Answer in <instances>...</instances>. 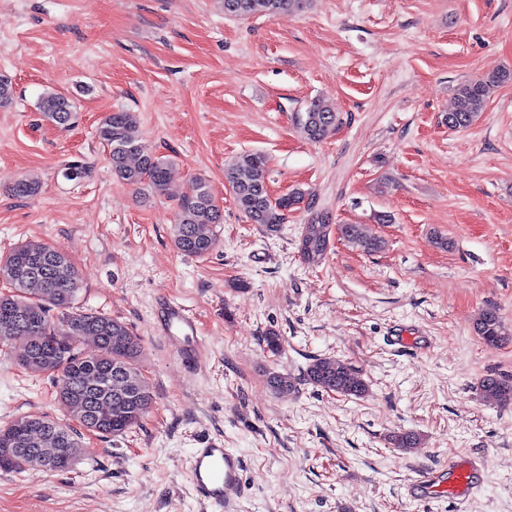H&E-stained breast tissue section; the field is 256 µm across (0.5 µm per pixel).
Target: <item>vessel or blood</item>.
Segmentation results:
<instances>
[{
    "label": "vessel or blood",
    "mask_w": 512,
    "mask_h": 512,
    "mask_svg": "<svg viewBox=\"0 0 512 512\" xmlns=\"http://www.w3.org/2000/svg\"><path fill=\"white\" fill-rule=\"evenodd\" d=\"M155 326L166 343L180 351L186 362H193L198 353V324L195 315L184 306L167 298L156 307ZM453 475L449 487L457 505H465L479 490L486 471L481 459L449 457L447 469ZM440 471L416 469L408 483L410 497L429 498L437 495L442 482ZM243 460L234 449L225 447L223 440L209 439L205 447L196 449L191 464V478L197 496L211 512H231L242 496Z\"/></svg>",
    "instance_id": "vessel-or-blood-1"
}]
</instances>
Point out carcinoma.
<instances>
[{"instance_id":"carcinoma-1","label":"carcinoma","mask_w":512,"mask_h":512,"mask_svg":"<svg viewBox=\"0 0 512 512\" xmlns=\"http://www.w3.org/2000/svg\"><path fill=\"white\" fill-rule=\"evenodd\" d=\"M307 0H224L225 12L238 18H273L285 10H300ZM512 81L511 70H496L477 79L465 80L453 88L454 106L445 117L448 128L470 127L483 111L493 90ZM40 109L45 120L68 127L75 119L73 103L47 92ZM297 123L313 141L325 139L336 128L337 113L320 100L297 115ZM100 143L109 150L112 175L141 190L164 191L168 185V161L149 151L138 131L137 116L129 111L107 113L96 128ZM240 210L267 233L280 230L296 205L310 193L296 189L272 199L267 185V159L258 152L245 151L224 169ZM178 219L173 236L176 249L188 257L203 258L217 246L216 225L222 212L206 179L195 177L176 194ZM330 218L317 213L302 226L298 249L309 264L326 255ZM341 237L365 252H378L384 242L365 233L359 224L337 225ZM0 345L17 336L26 339L18 360L25 368L56 375L59 400L74 426L59 436L62 426L46 415L20 416L0 425L14 449L10 462L0 469L16 473L49 470L50 452L59 451L73 461L83 453L82 428L102 436H118L139 426L153 405L149 386L138 367L140 339L128 325L104 312L79 305L81 281L68 256L48 244H24L0 257ZM475 331L489 348L501 346L512 330L494 309H487ZM90 337L95 346L84 348ZM306 381L326 392L360 396L367 385L358 373L341 360L316 358L305 371ZM479 389L501 403L512 402V381L497 376L484 378Z\"/></svg>"}]
</instances>
